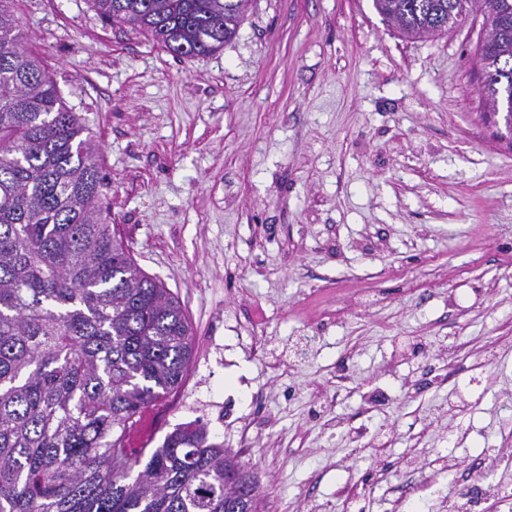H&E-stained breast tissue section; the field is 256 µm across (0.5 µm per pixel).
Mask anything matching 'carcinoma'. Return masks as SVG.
Returning <instances> with one entry per match:
<instances>
[{
	"instance_id": "1",
	"label": "carcinoma",
	"mask_w": 512,
	"mask_h": 512,
	"mask_svg": "<svg viewBox=\"0 0 512 512\" xmlns=\"http://www.w3.org/2000/svg\"><path fill=\"white\" fill-rule=\"evenodd\" d=\"M0 0V512H224V444L197 422L130 448L193 355L178 299L103 217L91 136ZM175 57L237 34L252 0H92ZM473 0H374L409 38L458 27ZM477 45L493 115L512 120V0Z\"/></svg>"
}]
</instances>
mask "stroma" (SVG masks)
<instances>
[{"label": "stroma", "instance_id": "stroma-1", "mask_svg": "<svg viewBox=\"0 0 512 512\" xmlns=\"http://www.w3.org/2000/svg\"><path fill=\"white\" fill-rule=\"evenodd\" d=\"M12 15L92 132L103 208L194 330L182 386L131 447L200 420L233 450L253 423L241 461L264 512H387L382 460L423 487L402 512H442L478 467L499 498L512 141L485 117L481 22L409 39L373 0H254L223 49L176 58L91 0H15ZM371 290L380 305L355 304Z\"/></svg>", "mask_w": 512, "mask_h": 512}]
</instances>
